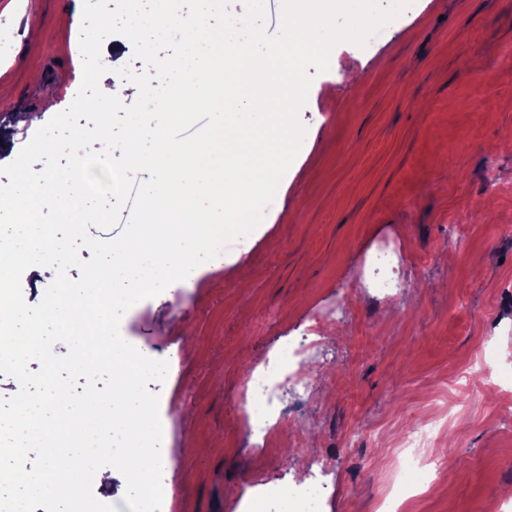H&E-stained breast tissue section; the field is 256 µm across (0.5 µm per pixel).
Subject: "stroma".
<instances>
[{
    "instance_id": "obj_1",
    "label": "stroma",
    "mask_w": 512,
    "mask_h": 512,
    "mask_svg": "<svg viewBox=\"0 0 512 512\" xmlns=\"http://www.w3.org/2000/svg\"><path fill=\"white\" fill-rule=\"evenodd\" d=\"M83 0H0V165L73 100ZM512 0H413L383 39L331 51L299 112L303 147L277 206L242 240L121 321L171 362L159 397L161 512H256L267 485L332 468L323 512H375L406 429L462 399L429 453L445 469L406 512H512ZM394 244L409 287L387 302L355 270ZM349 308L310 371L314 401L251 448L239 405L251 364L317 312Z\"/></svg>"
}]
</instances>
